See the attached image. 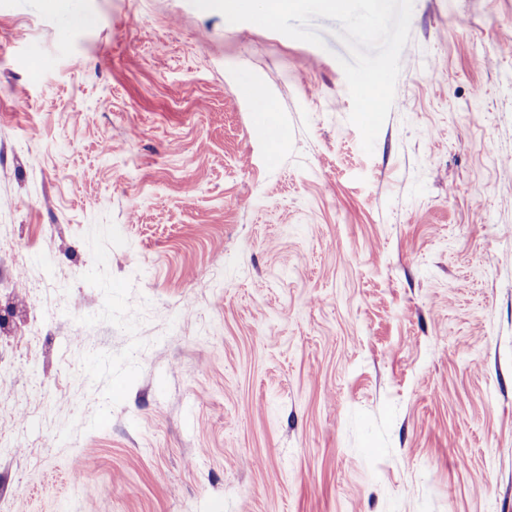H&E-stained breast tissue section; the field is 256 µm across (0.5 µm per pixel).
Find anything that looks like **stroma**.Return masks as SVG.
<instances>
[{
	"label": "stroma",
	"instance_id": "stroma-1",
	"mask_svg": "<svg viewBox=\"0 0 512 512\" xmlns=\"http://www.w3.org/2000/svg\"><path fill=\"white\" fill-rule=\"evenodd\" d=\"M70 8L0 0V512H512V0H414L370 155L337 21ZM257 82H249L247 86V99L252 112L271 120L273 112V101L267 92L257 90Z\"/></svg>",
	"mask_w": 512,
	"mask_h": 512
}]
</instances>
